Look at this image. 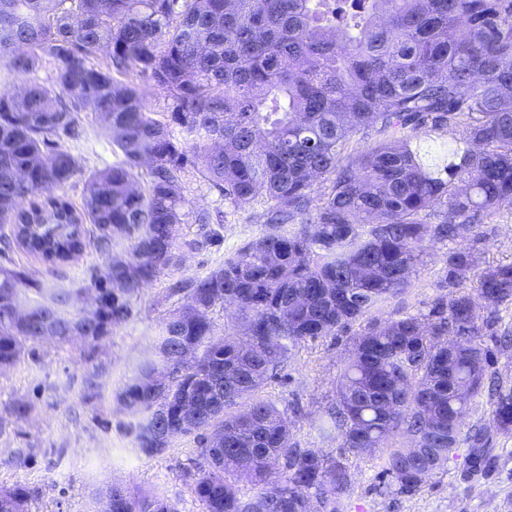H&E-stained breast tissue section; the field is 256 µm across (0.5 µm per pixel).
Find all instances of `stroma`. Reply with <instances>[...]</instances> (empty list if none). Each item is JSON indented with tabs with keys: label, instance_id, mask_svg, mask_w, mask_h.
Masks as SVG:
<instances>
[{
	"label": "stroma",
	"instance_id": "stroma-1",
	"mask_svg": "<svg viewBox=\"0 0 512 512\" xmlns=\"http://www.w3.org/2000/svg\"><path fill=\"white\" fill-rule=\"evenodd\" d=\"M69 147L82 171L63 189L73 204L83 200L88 171L118 161L120 155L105 136L103 121L83 113L78 138ZM184 195L189 210H208L214 221L201 226L185 224L180 238V260L148 285L137 299L131 319L86 360L81 343H41L36 357H24L0 371V487L21 485L30 493L29 512H100L98 490L118 482L143 493H157L176 504L179 512H204L192 491L198 454L195 436H176L160 454L148 456L135 448L129 416L117 394L130 376L135 361L151 349L163 319L182 298L172 294V283L189 281L221 266L231 253L262 235L267 226L262 202L233 207L199 173L187 169ZM194 249H187V242ZM470 247L482 264L512 262V206L484 219L477 231L464 230L453 241L429 242L427 254L412 275V285L370 313L386 321L409 314L428 313L445 295L446 256ZM12 263L36 278L53 279L69 289L76 306H84L82 289L105 258L86 249L77 262L48 274L43 263L24 250L9 254ZM365 326L353 323L346 332L298 344L277 378L270 380L258 398L274 402L292 422L290 443L298 448H318L342 454L339 437L322 438L319 426L336 395V383L352 339ZM95 379V392L86 382ZM28 405L27 417L14 414L17 404ZM387 449L372 455L342 454L351 472V487L343 498L342 512H512V438H495L491 463L477 479H469L470 450L461 446L456 457L437 470L416 491H399L383 471Z\"/></svg>",
	"mask_w": 512,
	"mask_h": 512
}]
</instances>
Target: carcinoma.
<instances>
[{
    "instance_id": "obj_1",
    "label": "carcinoma",
    "mask_w": 512,
    "mask_h": 512,
    "mask_svg": "<svg viewBox=\"0 0 512 512\" xmlns=\"http://www.w3.org/2000/svg\"><path fill=\"white\" fill-rule=\"evenodd\" d=\"M48 57L66 101L36 79ZM0 64L23 82L0 96V226H11L0 252L17 245L55 270L91 244L108 268L83 288L99 300L90 311L0 264V370L43 336L94 348L132 317L142 288L178 263V226L211 223L185 210L187 168L237 208L262 193L269 231L173 284L183 301L119 399L142 416L144 454L195 435L192 490L205 512H339L351 486L343 458L291 447L288 416L255 393L293 347L407 290L427 241L512 205V0H0ZM131 74L164 90L162 117L120 81ZM82 112L104 120L121 159L89 175L78 210L58 191L79 168L67 142ZM422 133L439 147L423 148ZM370 134L371 147L349 151ZM116 238L132 244L118 253ZM479 265L471 248L449 252L448 294L428 314L358 334L327 409L323 434L358 455L390 448L385 473L406 492L463 441L477 475L493 437L512 435V387L484 343L511 349L512 331L475 302L512 303V262ZM219 305L235 309L220 335ZM484 392L490 426L465 435ZM400 432L411 443L389 446ZM244 479L259 486L247 499ZM28 496L1 487L0 512H28ZM101 496L108 512H178L120 483Z\"/></svg>"
}]
</instances>
